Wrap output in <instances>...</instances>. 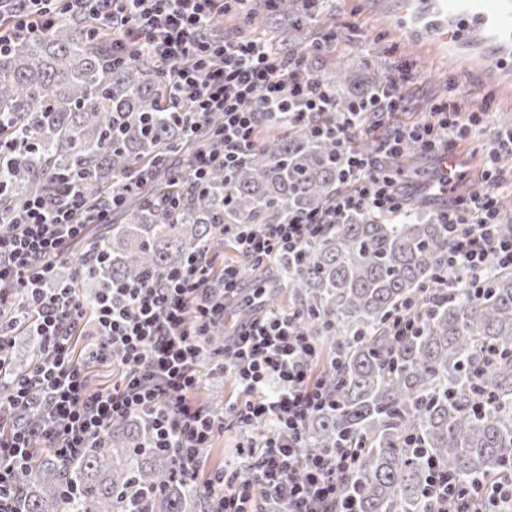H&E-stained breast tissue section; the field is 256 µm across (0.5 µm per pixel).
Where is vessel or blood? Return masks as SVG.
Segmentation results:
<instances>
[{
    "label": "vessel or blood",
    "mask_w": 512,
    "mask_h": 512,
    "mask_svg": "<svg viewBox=\"0 0 512 512\" xmlns=\"http://www.w3.org/2000/svg\"><path fill=\"white\" fill-rule=\"evenodd\" d=\"M431 15L437 38L452 44L484 31L502 53L512 52V0H435Z\"/></svg>",
    "instance_id": "b4317fda"
}]
</instances>
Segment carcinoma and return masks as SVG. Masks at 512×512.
<instances>
[{
	"instance_id": "1",
	"label": "carcinoma",
	"mask_w": 512,
	"mask_h": 512,
	"mask_svg": "<svg viewBox=\"0 0 512 512\" xmlns=\"http://www.w3.org/2000/svg\"><path fill=\"white\" fill-rule=\"evenodd\" d=\"M26 0H0V22L26 14ZM341 59L321 77L340 106L374 90L370 79L346 95ZM175 65L133 47L112 66V28L71 16L27 33L0 55V222L55 183L106 193L141 170L151 181L131 193L102 232L89 230L100 263L78 275L61 263L57 284L87 299L116 282L164 274L188 256L224 246L226 224H282L323 209L345 188L329 143L298 126L271 125L228 173L215 170L191 202L173 213L153 201L172 192L184 169L169 161L217 140L221 117L194 130L172 124ZM448 239L420 201L398 215L354 212L320 237L297 270L244 264L241 276L288 284L299 330L340 358L326 381L336 404L314 415L304 447L359 449L346 490L359 512H423L427 458L469 485L512 467V268L489 262L491 287L480 295L435 287ZM419 304L421 334L402 341L388 319ZM31 361L9 355L23 375L38 355V337L21 328ZM224 345L215 326L201 359ZM206 499L153 447L145 422L112 424L93 448L69 461L38 455L21 478L17 512H203Z\"/></svg>"
}]
</instances>
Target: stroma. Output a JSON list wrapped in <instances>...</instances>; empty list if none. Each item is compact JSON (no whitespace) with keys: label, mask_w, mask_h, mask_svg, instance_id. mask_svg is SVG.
Listing matches in <instances>:
<instances>
[{"label":"stroma","mask_w":512,"mask_h":512,"mask_svg":"<svg viewBox=\"0 0 512 512\" xmlns=\"http://www.w3.org/2000/svg\"><path fill=\"white\" fill-rule=\"evenodd\" d=\"M430 8V0H320L307 30L332 35L330 49L350 63L353 79L371 74L382 81L407 72L402 88L407 118L423 117L436 100L452 98L487 107L481 134L492 139L512 126V72L491 68L495 45L485 34L461 44L437 42L425 30ZM436 174L434 158L421 154L405 172L406 190L424 198L428 214L444 205L427 189ZM200 371L198 404L220 410L242 399L234 378L210 372L205 362Z\"/></svg>","instance_id":"stroma-1"}]
</instances>
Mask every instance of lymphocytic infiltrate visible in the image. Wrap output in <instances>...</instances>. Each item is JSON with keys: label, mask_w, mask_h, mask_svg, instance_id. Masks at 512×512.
<instances>
[{"label": "lymphocytic infiltrate", "mask_w": 512, "mask_h": 512, "mask_svg": "<svg viewBox=\"0 0 512 512\" xmlns=\"http://www.w3.org/2000/svg\"><path fill=\"white\" fill-rule=\"evenodd\" d=\"M26 17L0 25V51L32 28H52L61 11L112 16L125 25L112 40V59L148 41L154 55L177 63L174 89L186 109L170 113L174 123L196 125L223 119L216 143L188 163L182 193L163 197L165 209L181 208L216 168L235 169L255 145L260 128L272 121L301 126L331 143L347 187L324 209L293 215L284 224H228L224 238L238 260L216 266L209 252L188 256L160 278L101 290L86 302L78 289L48 281L52 261L68 258L71 242L92 224L108 223L127 194L146 183L149 172L90 200L75 183L59 182L51 195H34L0 225V287H10L17 317L0 316V512H15L17 486L38 452L66 460L102 438L116 420L135 414L153 433L155 447L169 451L185 476L200 485L208 512H358L344 490L358 461L354 448L311 452L302 430L313 414L333 403L336 393L314 377L319 357L315 337L296 327L288 311L233 322L241 294V262L303 263L325 228L356 211L394 214L407 203L402 177L390 160L405 143L424 155H453L459 142L482 127L485 109L467 110L457 101L433 104L425 119L388 127L376 156L361 154L355 137L365 120L383 121L402 111V79L385 80L371 97L339 108L325 81L309 70L302 52L282 53L275 45L228 39L218 34L230 8L249 0H27ZM482 190L462 193L457 170L438 176L439 210L450 241L447 271L462 273L463 287L486 288L488 261L512 268V236L499 231L497 195L512 186L500 166L512 156V130L486 147ZM32 317L38 358L19 378L6 375L8 351L24 317ZM227 328L217 370L233 374L243 400L220 413L199 406L193 394L201 382L199 360L212 325ZM115 365L119 380L91 387L89 368ZM261 421L260 440L237 445L223 469L205 471L204 455L226 422ZM425 512H469L474 496L490 503L486 512H512V471L476 489L460 487L447 469L430 462Z\"/></svg>", "instance_id": "f902f5d3"}]
</instances>
